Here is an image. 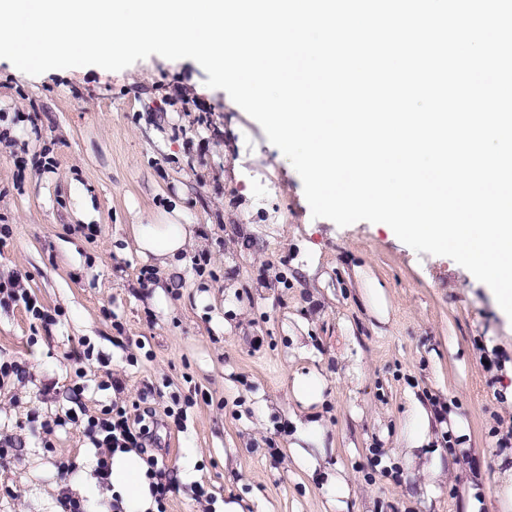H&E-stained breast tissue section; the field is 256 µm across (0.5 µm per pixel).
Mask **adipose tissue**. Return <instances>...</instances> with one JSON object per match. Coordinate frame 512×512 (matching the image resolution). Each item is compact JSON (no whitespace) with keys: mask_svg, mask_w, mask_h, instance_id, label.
<instances>
[{"mask_svg":"<svg viewBox=\"0 0 512 512\" xmlns=\"http://www.w3.org/2000/svg\"><path fill=\"white\" fill-rule=\"evenodd\" d=\"M132 234L139 255L154 258L165 270L183 269L189 250L196 246L194 227L190 224H136ZM326 386L324 377L317 371L295 373L291 395L299 405L298 411L289 414L292 458L299 467L315 471L317 461L314 450L323 448L326 429L314 410L321 403ZM440 427L448 434L454 453L448 457L433 456L424 461L415 456V449L429 443L433 427ZM468 424L457 412H449L447 419L436 418L432 409L421 400H413L399 433L404 450L403 459L409 468L423 478V491L432 494L436 483L456 467L457 456L469 448ZM147 465L137 450L115 452L112 457V492L119 499L122 512H153L154 499L150 492ZM494 493L502 512H512V448L501 450L496 456V475L493 490H486L481 479L471 480L460 492V512H483L487 493Z\"/></svg>","mask_w":512,"mask_h":512,"instance_id":"1","label":"adipose tissue"}]
</instances>
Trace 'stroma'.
Returning a JSON list of instances; mask_svg holds the SVG:
<instances>
[{"instance_id": "stroma-1", "label": "stroma", "mask_w": 512, "mask_h": 512, "mask_svg": "<svg viewBox=\"0 0 512 512\" xmlns=\"http://www.w3.org/2000/svg\"><path fill=\"white\" fill-rule=\"evenodd\" d=\"M207 78L194 60L156 54L120 71L38 76L0 59V226L10 229L0 278L20 279L52 317L0 308V355L25 369L0 384V436L13 454L0 466V512H60L61 493L83 497L90 441L60 428L46 450L31 417L70 408L66 354L85 341L126 382L119 395L98 390L102 369L85 366L87 413L141 398L159 412L188 406L185 428H157L147 449L194 473L167 512H203L194 482L245 512H327L320 485L338 469L353 481L354 512H458L469 477L493 486V449L512 429V378L500 369L512 362V322L451 258L415 252L382 223L313 217L290 161ZM169 220L194 226L210 264L141 284L153 262L130 227ZM368 280L384 291L385 320L363 297ZM311 369L326 380L327 428L313 474L288 450L291 381ZM412 393L467 420L474 460L427 501L397 452ZM62 459L74 473L60 476Z\"/></svg>"}]
</instances>
